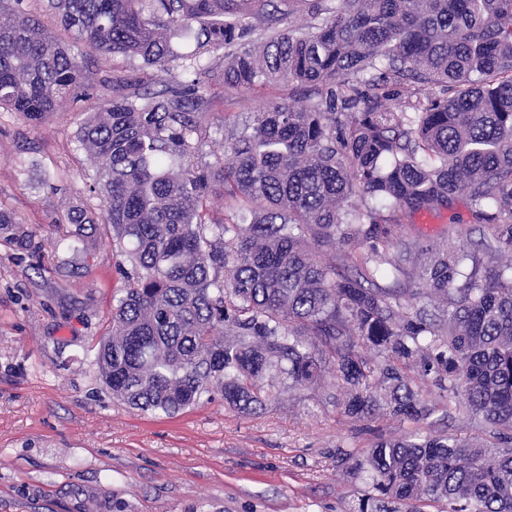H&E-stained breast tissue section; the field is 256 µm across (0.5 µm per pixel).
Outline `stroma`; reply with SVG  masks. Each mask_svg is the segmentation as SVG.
<instances>
[{
    "instance_id": "1",
    "label": "stroma",
    "mask_w": 512,
    "mask_h": 512,
    "mask_svg": "<svg viewBox=\"0 0 512 512\" xmlns=\"http://www.w3.org/2000/svg\"><path fill=\"white\" fill-rule=\"evenodd\" d=\"M296 86L258 90L209 82L203 158L224 150L229 127ZM31 125L0 112V203L34 234L22 251L0 237V512H349L357 487L336 451L366 452L387 418L339 415L332 383L280 390L264 410L222 398L167 416L131 408L98 379L93 358L110 328L123 257L104 229L71 261L58 247L96 168L76 135L84 112Z\"/></svg>"
}]
</instances>
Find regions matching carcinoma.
Returning a JSON list of instances; mask_svg holds the SVG:
<instances>
[{"mask_svg":"<svg viewBox=\"0 0 512 512\" xmlns=\"http://www.w3.org/2000/svg\"><path fill=\"white\" fill-rule=\"evenodd\" d=\"M31 2L0 0V112L38 123L90 97L88 55L177 72L158 89L100 80L78 131L106 207L65 220L102 223L130 263L93 360L112 395L173 415L219 393L245 411L330 374L340 413L412 423L338 450L363 483L351 512H512V0H48L85 55ZM207 77L317 99L251 113L203 162ZM458 200L479 243L405 232ZM0 233L31 247L1 204ZM454 407L479 438L431 430Z\"/></svg>","mask_w":512,"mask_h":512,"instance_id":"carcinoma-1","label":"carcinoma"}]
</instances>
